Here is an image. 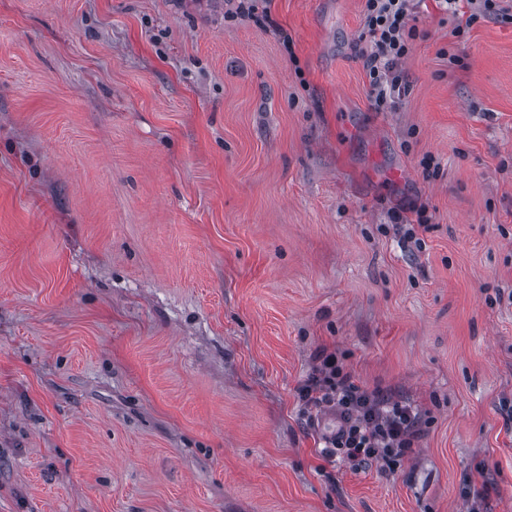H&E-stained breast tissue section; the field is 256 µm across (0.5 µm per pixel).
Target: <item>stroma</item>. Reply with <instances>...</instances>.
I'll list each match as a JSON object with an SVG mask.
<instances>
[{
  "instance_id": "obj_1",
  "label": "stroma",
  "mask_w": 512,
  "mask_h": 512,
  "mask_svg": "<svg viewBox=\"0 0 512 512\" xmlns=\"http://www.w3.org/2000/svg\"><path fill=\"white\" fill-rule=\"evenodd\" d=\"M270 10L0 0V512H512V25L429 0L375 112L361 0ZM322 346L395 472L321 457ZM312 374L298 389V400L307 422L321 413L339 419L336 433L324 437L322 457L348 463L377 462L390 471L401 466L421 434L420 411L410 403L394 400L379 389L357 385L336 351L320 347ZM461 497L465 501L467 512H489L485 489H478L470 477L465 480Z\"/></svg>"
}]
</instances>
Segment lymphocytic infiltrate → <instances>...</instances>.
Instances as JSON below:
<instances>
[{"label": "lymphocytic infiltrate", "mask_w": 512, "mask_h": 512, "mask_svg": "<svg viewBox=\"0 0 512 512\" xmlns=\"http://www.w3.org/2000/svg\"><path fill=\"white\" fill-rule=\"evenodd\" d=\"M361 53L374 111L395 108L405 91L399 62L416 35L409 20L417 0H362ZM441 12L457 19L454 36H463L477 23L495 19L512 23V0H435ZM312 374L298 389L307 418L333 413L339 419L334 434L325 437L322 457L329 462H377L398 469L411 452L422 429L420 411L412 404L392 399L377 389L357 385L335 351L318 348Z\"/></svg>", "instance_id": "1"}]
</instances>
